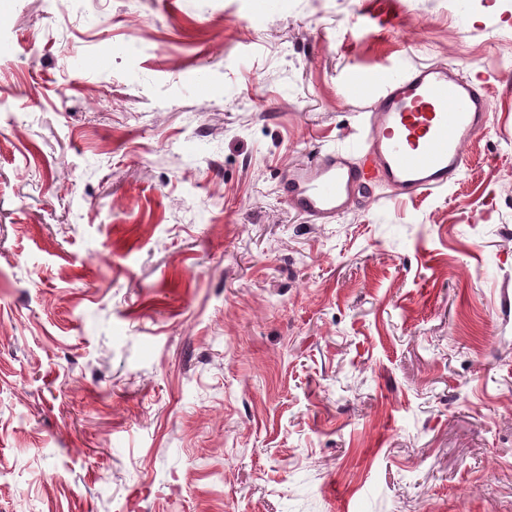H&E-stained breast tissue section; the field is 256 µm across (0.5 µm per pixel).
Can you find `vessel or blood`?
<instances>
[{
	"mask_svg": "<svg viewBox=\"0 0 512 512\" xmlns=\"http://www.w3.org/2000/svg\"><path fill=\"white\" fill-rule=\"evenodd\" d=\"M491 76H465L444 63L388 77L350 146L318 152L288 168L280 194L309 223L330 224L381 185L399 199L456 185L463 146L492 118Z\"/></svg>",
	"mask_w": 512,
	"mask_h": 512,
	"instance_id": "1",
	"label": "vessel or blood"
}]
</instances>
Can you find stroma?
Here are the masks:
<instances>
[{
	"label": "stroma",
	"instance_id": "obj_1",
	"mask_svg": "<svg viewBox=\"0 0 512 512\" xmlns=\"http://www.w3.org/2000/svg\"><path fill=\"white\" fill-rule=\"evenodd\" d=\"M0 0V512H512V0ZM494 79L457 185L288 166Z\"/></svg>",
	"mask_w": 512,
	"mask_h": 512
}]
</instances>
